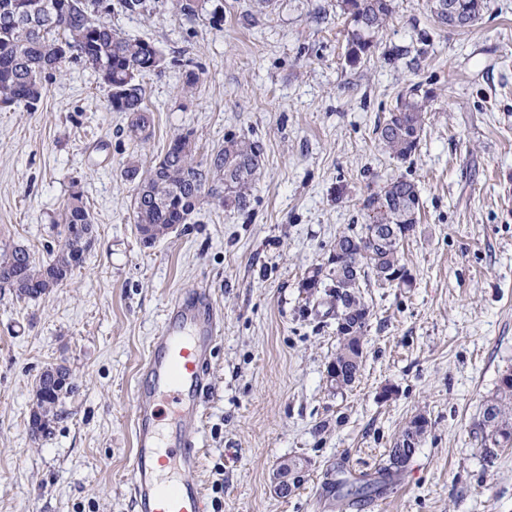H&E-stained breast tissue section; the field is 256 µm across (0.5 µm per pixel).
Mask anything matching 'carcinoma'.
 Returning <instances> with one entry per match:
<instances>
[{
	"label": "carcinoma",
	"instance_id": "1",
	"mask_svg": "<svg viewBox=\"0 0 512 512\" xmlns=\"http://www.w3.org/2000/svg\"><path fill=\"white\" fill-rule=\"evenodd\" d=\"M16 0H0V104L22 105L34 111L47 84L67 64L79 61L102 76L108 89V106L130 116V131L137 135L151 127L152 115L144 104L139 77L161 70L165 56L151 42L131 39L112 29L104 16L112 12L110 0H24L28 10H15ZM437 22L448 25V14L439 6H452L473 25L483 9V0H429ZM350 18L348 61L356 65L374 47L376 34L392 13V0H343ZM428 92L414 85L400 97L388 119L375 127L379 143L393 157L404 160L417 150L425 125ZM260 146L246 137L224 140V147L205 160H195L189 136L179 135L163 157L137 184L133 220L140 235L154 242L178 224L192 220L202 195L226 208L246 210L260 168ZM388 191L370 195L363 204L367 220L359 234L336 237L331 259L309 271L301 287L315 293L323 289L321 303L336 316L340 347L333 363L341 375L332 389L351 386L364 359V333L369 309L361 295V281L370 269L389 282L410 284L399 257V242L414 231L415 216L422 202L416 183L399 177L387 184ZM64 241L48 261L37 264L27 249L18 246L0 255V289L8 288L19 299H35L63 285L82 268L96 237V227L83 193L74 190L59 215ZM73 389L64 365L44 370L36 386L37 402L29 431L35 440L46 434L57 416L56 408ZM512 371L500 378L498 392L483 410L476 429L483 459L497 455L491 448L512 447ZM413 417L401 439L390 450L383 475L401 471L396 449L411 430H424Z\"/></svg>",
	"mask_w": 512,
	"mask_h": 512
}]
</instances>
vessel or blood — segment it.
I'll return each instance as SVG.
<instances>
[{"mask_svg": "<svg viewBox=\"0 0 512 512\" xmlns=\"http://www.w3.org/2000/svg\"><path fill=\"white\" fill-rule=\"evenodd\" d=\"M221 320L201 290L193 299L173 300L152 338L148 380L137 390L129 465L130 491L140 512H209L193 477L201 463L199 430L183 417L203 407V366Z\"/></svg>", "mask_w": 512, "mask_h": 512, "instance_id": "1", "label": "vessel or blood"}]
</instances>
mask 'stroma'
I'll return each mask as SVG.
<instances>
[{
  "label": "stroma",
  "instance_id": "35a3bbf8",
  "mask_svg": "<svg viewBox=\"0 0 512 512\" xmlns=\"http://www.w3.org/2000/svg\"><path fill=\"white\" fill-rule=\"evenodd\" d=\"M194 2L192 18L172 0L108 16L166 58L141 78L146 140L79 62L37 110L0 106V253L20 245L48 260L75 189L97 226L59 288L25 300L0 290V512H136L135 392L167 307L201 288L223 317L197 421L210 512H341L342 483L378 479L418 414L428 429L406 466L349 512H512V448L485 464L475 429L512 369V0H485L463 30L439 26L426 0H393L356 65L342 0ZM415 84L430 92L424 132L399 160L375 127ZM181 134L199 160L230 136L258 142L251 207L202 199L191 223L147 245L125 165L147 172ZM401 176L423 202L400 245L412 283L367 276L362 370L334 392L336 322L301 281ZM57 364L74 389L35 441L36 382ZM294 458L303 480L277 496L273 473Z\"/></svg>",
  "mask_w": 512,
  "mask_h": 512
}]
</instances>
